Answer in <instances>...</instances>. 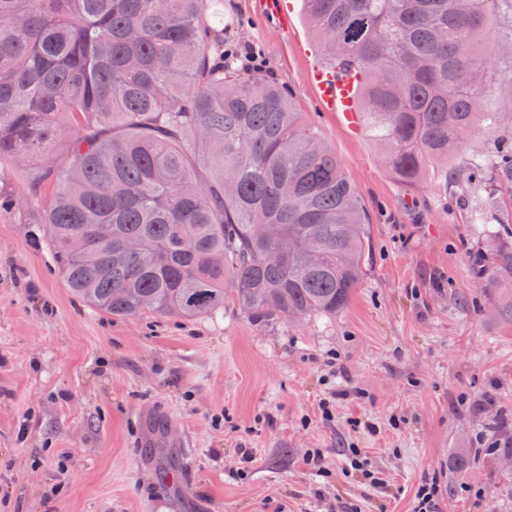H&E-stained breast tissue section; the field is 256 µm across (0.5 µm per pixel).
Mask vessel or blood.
<instances>
[{"label": "vessel or blood", "mask_w": 512, "mask_h": 512, "mask_svg": "<svg viewBox=\"0 0 512 512\" xmlns=\"http://www.w3.org/2000/svg\"><path fill=\"white\" fill-rule=\"evenodd\" d=\"M308 80L317 90L322 107L341 113L352 132L361 129L358 110V88L363 81L361 74L337 69L317 68L309 72Z\"/></svg>", "instance_id": "b4317fda"}]
</instances>
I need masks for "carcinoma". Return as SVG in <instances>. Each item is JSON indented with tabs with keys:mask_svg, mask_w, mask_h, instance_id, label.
<instances>
[{
	"mask_svg": "<svg viewBox=\"0 0 512 512\" xmlns=\"http://www.w3.org/2000/svg\"><path fill=\"white\" fill-rule=\"evenodd\" d=\"M326 65L364 73V128L414 188L483 122L512 59V0H303ZM210 0H0V164L40 210L70 291L114 316H212L232 299L259 323L334 315L368 254L367 215L318 129L277 85L224 59ZM61 148L64 167L35 166ZM512 180V143L469 181ZM473 256L512 275V227ZM86 239L79 254L72 240ZM509 62L491 56L490 67L498 76L490 85V89L484 97V110L486 112H510L512 108V88L507 79ZM4 179L0 183L2 190L14 193L18 197L29 196L33 190L31 173L14 171L10 165H3Z\"/></svg>",
	"mask_w": 512,
	"mask_h": 512,
	"instance_id": "carcinoma-1",
	"label": "carcinoma"
}]
</instances>
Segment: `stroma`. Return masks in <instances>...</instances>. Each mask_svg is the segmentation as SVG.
Returning <instances> with one entry per match:
<instances>
[{
  "label": "stroma",
  "instance_id": "1",
  "mask_svg": "<svg viewBox=\"0 0 512 512\" xmlns=\"http://www.w3.org/2000/svg\"><path fill=\"white\" fill-rule=\"evenodd\" d=\"M282 3L280 16L270 0H220L224 41L263 53L265 79L362 197L369 254L348 305L262 324L229 302L197 319L114 317L66 288L31 208L0 217V512H412L431 478L439 512H512V321L500 312L512 279L476 278L470 257L512 225V182L461 186L433 166L414 189L396 183L370 137L321 109L302 0ZM503 139L512 123L481 125L457 164ZM153 420L170 427L160 446L181 464V492L155 468ZM481 436L499 449L480 450ZM351 446L385 488L345 473ZM309 448L326 476L304 465Z\"/></svg>",
  "mask_w": 512,
  "mask_h": 512
}]
</instances>
